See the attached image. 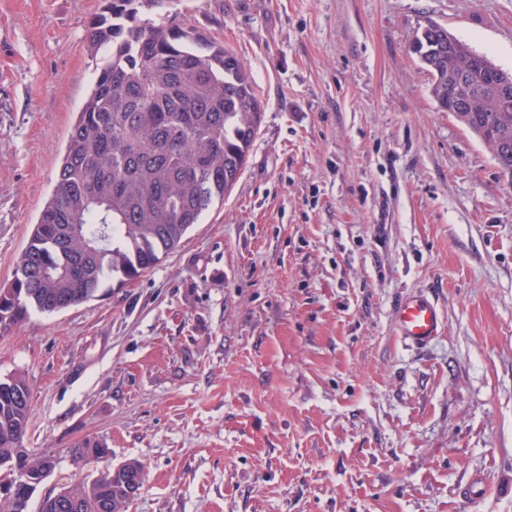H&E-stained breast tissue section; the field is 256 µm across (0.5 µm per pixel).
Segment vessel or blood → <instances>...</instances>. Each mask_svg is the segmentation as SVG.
<instances>
[{
  "label": "vessel or blood",
  "mask_w": 512,
  "mask_h": 512,
  "mask_svg": "<svg viewBox=\"0 0 512 512\" xmlns=\"http://www.w3.org/2000/svg\"><path fill=\"white\" fill-rule=\"evenodd\" d=\"M444 327L441 309L429 294H406L395 307L394 332L408 345L427 347L442 334Z\"/></svg>",
  "instance_id": "vessel-or-blood-1"
}]
</instances>
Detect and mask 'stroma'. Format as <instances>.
<instances>
[{
    "label": "stroma",
    "instance_id": "1",
    "mask_svg": "<svg viewBox=\"0 0 512 512\" xmlns=\"http://www.w3.org/2000/svg\"><path fill=\"white\" fill-rule=\"evenodd\" d=\"M104 0H0V288L95 81ZM264 104L249 161L124 287L0 333L32 389L30 507L136 459L128 512H512V181L431 94L426 20L512 71V0H161ZM445 329L393 331L405 294ZM487 497L467 500L475 474ZM438 302L426 293H408L395 307L394 332L404 343L425 348L444 330Z\"/></svg>",
    "mask_w": 512,
    "mask_h": 512
}]
</instances>
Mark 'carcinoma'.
I'll return each mask as SVG.
<instances>
[{
    "label": "carcinoma",
    "mask_w": 512,
    "mask_h": 512,
    "mask_svg": "<svg viewBox=\"0 0 512 512\" xmlns=\"http://www.w3.org/2000/svg\"><path fill=\"white\" fill-rule=\"evenodd\" d=\"M158 0H106L90 26L96 80L72 125L53 193L20 255L13 281L0 288V327L30 312L52 314L131 283L180 247L213 204L224 202L247 164L263 104L235 53L173 20L142 17ZM473 48L458 37L438 39L445 67L432 76L441 101L456 91L448 72L467 71ZM475 135L502 155L512 178V100L474 88ZM31 406L16 391L0 390V458L21 447ZM138 460L105 466L73 489L82 512H96L112 496V512H126L121 494ZM32 495L0 494V512H29Z\"/></svg>",
    "instance_id": "1"
}]
</instances>
